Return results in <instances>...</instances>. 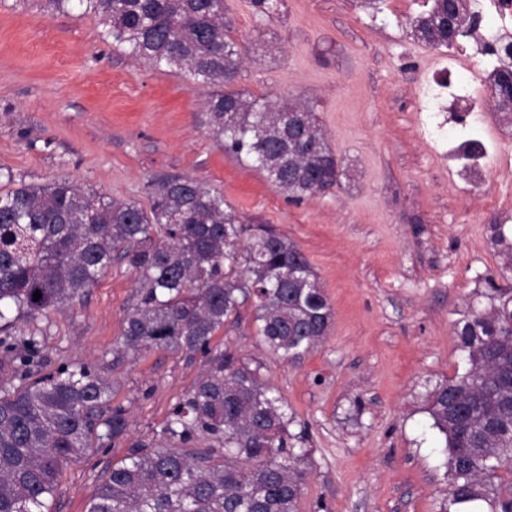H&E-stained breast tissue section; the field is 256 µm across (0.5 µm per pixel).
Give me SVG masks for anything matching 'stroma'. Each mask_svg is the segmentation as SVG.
Returning a JSON list of instances; mask_svg holds the SVG:
<instances>
[{"label":"stroma","instance_id":"stroma-1","mask_svg":"<svg viewBox=\"0 0 512 512\" xmlns=\"http://www.w3.org/2000/svg\"><path fill=\"white\" fill-rule=\"evenodd\" d=\"M232 35L252 44L234 89L317 108L341 159V186L290 203L259 170L225 154L206 124L207 88L132 59L98 18L0 0V190L66 179L149 206L150 184L193 175L245 224H272L307 257L333 308L301 361L260 345L253 309L213 338L259 368L306 431L308 474L297 512H439L448 489L427 397L464 364L453 326L503 256L492 196L512 199V127L490 112L476 136L487 180L469 186L449 160L448 115L425 112L420 80L444 51L413 35L430 0H279L272 17L224 0ZM120 262L62 311L8 328L36 336L37 373L85 364L112 384L127 429L70 462L48 512H86L113 464L151 441L205 368L202 355L111 350L137 301Z\"/></svg>","mask_w":512,"mask_h":512}]
</instances>
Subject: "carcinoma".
Returning a JSON list of instances; mask_svg holds the SVG:
<instances>
[{"instance_id": "obj_1", "label": "carcinoma", "mask_w": 512, "mask_h": 512, "mask_svg": "<svg viewBox=\"0 0 512 512\" xmlns=\"http://www.w3.org/2000/svg\"><path fill=\"white\" fill-rule=\"evenodd\" d=\"M55 12L99 18L107 37L157 69L217 90L204 101L224 152L261 170L301 202L341 184L315 106L230 89L245 45L231 36L224 0H45ZM461 0H432L417 20L431 47L465 35ZM247 241H242L244 234ZM512 271V239L493 225ZM137 275L140 300L126 315L113 362L142 350L202 354L208 369L173 407L152 445L136 443L112 466L86 512H297L308 450L295 444L282 398L260 369L212 345L250 303L269 351L295 362L318 346L333 319L308 260L269 225L245 227L224 196L194 176L151 183L149 209L67 180L0 192V321L59 311L93 287L112 256ZM486 288L455 323L464 371L428 397L443 438L448 493L439 512H512V287ZM40 292L39 300L33 294ZM38 341L0 339V512H43L64 466L126 432L112 386L92 368L61 366L32 377ZM198 439L217 444L199 454Z\"/></svg>"}]
</instances>
